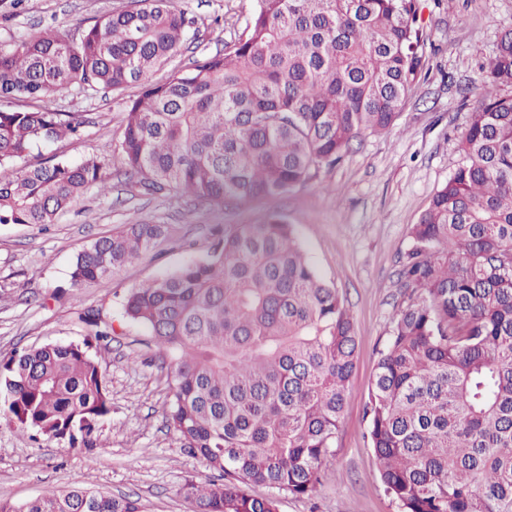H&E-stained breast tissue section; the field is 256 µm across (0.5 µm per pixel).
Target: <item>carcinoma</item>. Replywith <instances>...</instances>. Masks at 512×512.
I'll use <instances>...</instances> for the list:
<instances>
[{
    "mask_svg": "<svg viewBox=\"0 0 512 512\" xmlns=\"http://www.w3.org/2000/svg\"><path fill=\"white\" fill-rule=\"evenodd\" d=\"M419 0H257L224 52L160 82L187 37L175 0H132L74 39L60 29L0 42V101L70 91L129 100L116 145L146 193L221 203L282 195L336 163L362 132L389 130L422 65ZM512 31L490 60L463 162L412 226L405 289L369 391L379 474L402 512H512ZM82 116L0 107V167L77 136ZM107 165L51 156L0 177V224H52ZM168 224L133 222L77 254L75 288L112 277ZM124 315L171 357L164 410L180 447L222 483L187 480L195 512H278L268 485L296 497L322 483L339 431L357 336L337 288L308 262L293 228L270 215L226 224L206 258L132 289ZM112 336L14 353L0 365L8 416L69 447L94 446L112 402L93 350ZM0 512H145L130 496L63 492Z\"/></svg>",
    "mask_w": 512,
    "mask_h": 512,
    "instance_id": "1",
    "label": "carcinoma"
}]
</instances>
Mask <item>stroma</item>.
<instances>
[{
  "instance_id": "35a3bbf8",
  "label": "stroma",
  "mask_w": 512,
  "mask_h": 512,
  "mask_svg": "<svg viewBox=\"0 0 512 512\" xmlns=\"http://www.w3.org/2000/svg\"><path fill=\"white\" fill-rule=\"evenodd\" d=\"M130 0H0V41L48 27L81 33ZM191 21L172 62L190 66L242 36L256 0H176ZM425 37L422 70L390 131L365 132L333 166L313 169L291 191L255 201L205 203L166 191L144 193L125 174L115 149L122 136V93H72L38 105L82 115L80 139L49 143L26 159L34 165L60 156L78 162L95 155L109 166L110 188L91 189L47 226L0 224V362L22 348L81 342L89 328L78 320L91 310L113 328L101 352L112 398L92 448H71L11 425L8 396L0 391V500L16 504L73 482L141 500L146 512H194L180 488L208 481L204 462L179 448L163 415L168 363L148 330L128 320L130 289L203 259L228 224H255L277 213L293 224L319 276L346 295L358 338L348 402L332 455L316 493L299 499L265 486L279 512H400L382 484L368 437L366 404L379 352L402 300L396 286L410 231L461 160L458 146L481 102L483 66L505 31L512 30V0H420ZM168 224L162 240L114 278L78 290L70 285L77 254L122 224Z\"/></svg>"
}]
</instances>
